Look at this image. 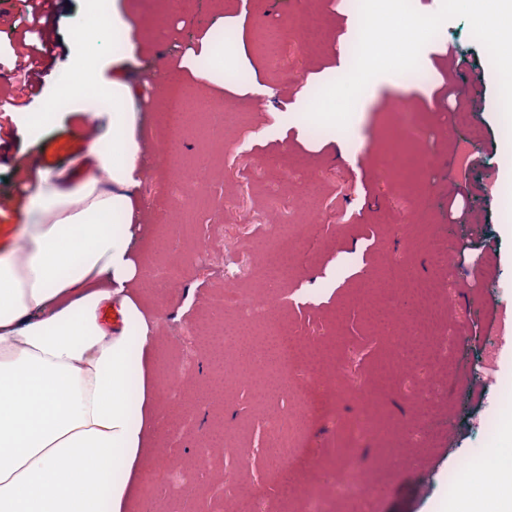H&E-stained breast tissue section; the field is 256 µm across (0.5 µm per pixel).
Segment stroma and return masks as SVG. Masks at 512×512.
I'll use <instances>...</instances> for the list:
<instances>
[{
	"label": "stroma",
	"instance_id": "35a3bbf8",
	"mask_svg": "<svg viewBox=\"0 0 512 512\" xmlns=\"http://www.w3.org/2000/svg\"><path fill=\"white\" fill-rule=\"evenodd\" d=\"M132 35L145 49L125 78L137 91L142 143L166 137L164 101L146 72L180 71L201 39L223 31L222 13L239 19L236 41L224 52L226 74L266 93L241 97L215 89L223 113L193 112L167 156L147 153L136 189L141 202L134 225L145 271L178 259L177 290L145 288L143 307L155 320L153 381L160 430L152 436L131 512H448L462 486L448 473L462 459L473 477L493 488L512 458V342L499 319L512 322V208L502 194L506 139L498 76L484 47L461 18L435 36L438 53L415 74L396 75L395 86L371 101L360 124L322 126L295 111L298 93L348 73L354 60L351 0H122ZM92 0H59L45 19L51 41L35 91L0 74V89L15 105L0 112V249L9 246L25 216L20 186L44 169H68L87 145L84 123L109 106L96 98L51 106L71 71L93 60L112 72L106 39L62 37L82 30ZM302 9L320 14L327 32L321 50L301 43L270 46L262 34L285 29ZM245 52L249 64L234 55ZM407 104L413 129L396 130V110ZM476 160L461 169L455 139L470 137ZM417 160L393 168L391 155ZM205 167L199 194L180 193L174 170L185 159ZM301 198L304 212L285 213ZM323 216L307 223L305 211ZM453 257L438 274L427 242ZM286 251L288 275L272 293L269 322L314 341L325 356L314 374L292 368L286 383L250 366L224 334L225 326L252 319L251 310L219 319L224 288L258 293L273 253ZM415 281L436 279L451 296L452 317H441L435 361L392 362V344L379 314L402 302L383 284L390 267ZM207 322L212 334L195 344L192 327ZM187 373L166 388L177 361ZM371 393L368 403L356 394ZM318 411L297 417L302 398ZM497 415L487 427V412ZM289 447L306 449L296 466L271 465L267 450L276 427ZM366 473L368 491H342L348 454Z\"/></svg>",
	"mask_w": 512,
	"mask_h": 512
}]
</instances>
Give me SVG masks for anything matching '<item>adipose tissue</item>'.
I'll return each instance as SVG.
<instances>
[{
	"label": "adipose tissue",
	"mask_w": 512,
	"mask_h": 512,
	"mask_svg": "<svg viewBox=\"0 0 512 512\" xmlns=\"http://www.w3.org/2000/svg\"><path fill=\"white\" fill-rule=\"evenodd\" d=\"M112 5L106 127L72 169L40 172L20 241L0 252V512H127L157 390L144 360L154 324L131 229L143 153L123 72L141 47ZM117 305L118 329L102 318Z\"/></svg>",
	"instance_id": "ef3b65f1"
}]
</instances>
